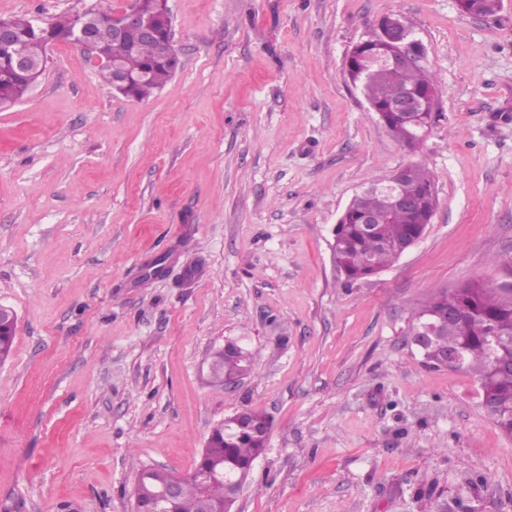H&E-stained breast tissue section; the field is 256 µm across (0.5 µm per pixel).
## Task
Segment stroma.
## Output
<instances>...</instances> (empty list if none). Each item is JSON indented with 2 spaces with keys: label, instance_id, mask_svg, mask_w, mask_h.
Masks as SVG:
<instances>
[{
  "label": "stroma",
  "instance_id": "obj_1",
  "mask_svg": "<svg viewBox=\"0 0 512 512\" xmlns=\"http://www.w3.org/2000/svg\"><path fill=\"white\" fill-rule=\"evenodd\" d=\"M127 0H0L53 17ZM182 68L142 100L75 45L0 108V512H134L139 466L195 468L211 428L270 422L239 512H512V437L473 375L427 367L411 312L512 283V0H169ZM404 17L434 79L416 149L352 87V47ZM419 162L423 237L346 283L333 228ZM235 339L253 370L211 385Z\"/></svg>",
  "mask_w": 512,
  "mask_h": 512
}]
</instances>
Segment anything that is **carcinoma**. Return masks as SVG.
I'll list each match as a JSON object with an SVG mask.
<instances>
[{
    "instance_id": "carcinoma-1",
    "label": "carcinoma",
    "mask_w": 512,
    "mask_h": 512,
    "mask_svg": "<svg viewBox=\"0 0 512 512\" xmlns=\"http://www.w3.org/2000/svg\"><path fill=\"white\" fill-rule=\"evenodd\" d=\"M501 0H459L462 12L470 16H489L496 12ZM38 16L24 15L7 18L24 44L31 62L38 64L45 59L44 35L36 28ZM72 14L46 20L50 34L66 35L73 28ZM157 36L150 41L136 43L112 39L106 19L100 20L97 44L100 53L121 64L129 74L138 77L125 96L141 99L162 88L175 74L180 59L169 36L170 19L161 13L154 17ZM383 54L381 47L361 42L352 48L346 73L357 80L360 91L366 95L377 111L384 112L388 103L404 90L426 94L435 89L433 80L421 65L391 66L377 63ZM31 89L25 78L4 77L0 74V105L10 106L21 100ZM384 126L399 141L406 142L410 125L387 114ZM391 178L373 181L374 190L362 196L356 208L385 214L384 223L375 233L368 232L358 223L354 213H349L336 230L334 259L336 267L349 281L366 279L392 264L400 257L394 247L414 238H422L426 225L422 218L436 207V197L425 195L433 187L432 174L420 164L409 165V175L395 186L405 195H423L421 212L411 216L401 211L387 210V187ZM454 308L456 320L440 325L431 345L427 348L426 361L438 359V353L453 346L465 352L462 370L473 374L482 395L495 405L492 414L499 430L512 437V293L473 282L463 288L439 292L421 303L412 312V327L429 318V315ZM236 343L228 342L212 352L210 378L212 382L239 379L252 370L251 361L235 349ZM266 415L244 409L217 423L211 430L195 473L183 478L179 492L171 501L161 504L165 512H218L223 506L235 508L231 501L232 490L225 480L250 473L254 461L265 451L269 435L258 430L257 423ZM170 474L155 468L142 467L134 489L135 502L148 505L170 481Z\"/></svg>"
}]
</instances>
